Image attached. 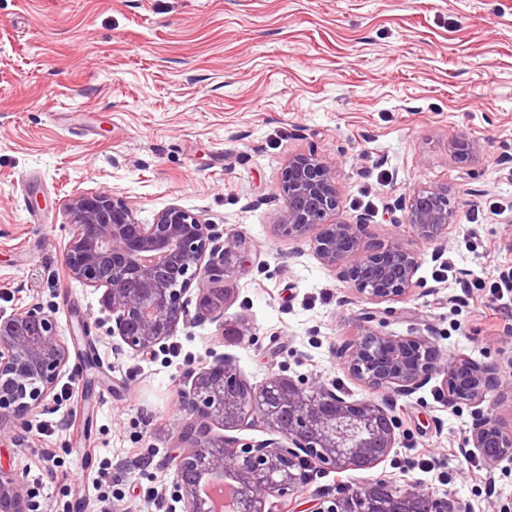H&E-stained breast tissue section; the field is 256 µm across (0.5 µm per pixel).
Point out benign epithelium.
Wrapping results in <instances>:
<instances>
[{"label":"benign epithelium","instance_id":"1","mask_svg":"<svg viewBox=\"0 0 512 512\" xmlns=\"http://www.w3.org/2000/svg\"><path fill=\"white\" fill-rule=\"evenodd\" d=\"M336 161L299 152L288 158L280 178L284 208L274 229L290 240L305 241L327 269L374 303L398 302L418 284L420 257L393 240L369 250L362 228L371 215L346 219L340 213ZM72 228L64 250L69 276L103 290L112 315V335L134 353H143L173 337L179 325L194 324L224 308L232 289L223 284L229 260L250 261L239 241L223 236L190 211L173 205L154 223L140 224L129 203L112 190L80 193L68 199ZM448 188H416L404 205V223L421 244L442 259L453 223ZM197 291L196 313L189 293ZM348 373L379 399L349 401L338 389L307 384L282 375L259 385L244 381L227 357L192 375L184 393L179 442L184 450L170 459L184 512H202L195 477L232 469L239 478L240 512H282L269 497L295 498L314 474L368 470L384 461L398 443L396 400L431 379L442 377L440 390L449 405L472 408V426L461 453L488 469L512 459V426L506 427L483 404L494 392L504 395L495 364L471 358L449 361L423 332L397 336L372 328L336 347ZM70 351L58 336L56 322L39 303L9 317L0 316V425L24 429L29 417L45 406L59 379L69 371ZM221 427L224 433L214 432ZM260 427L270 437L247 440L234 431ZM391 482L375 478L336 497L317 495L310 512H352L366 498L378 512H470L451 494L438 497L425 486L409 483L388 491ZM20 481L0 477V512H32Z\"/></svg>","mask_w":512,"mask_h":512}]
</instances>
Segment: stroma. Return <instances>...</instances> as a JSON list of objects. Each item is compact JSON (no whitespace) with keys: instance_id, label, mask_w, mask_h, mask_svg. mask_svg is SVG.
<instances>
[{"instance_id":"35a3bbf8","label":"stroma","mask_w":512,"mask_h":512,"mask_svg":"<svg viewBox=\"0 0 512 512\" xmlns=\"http://www.w3.org/2000/svg\"><path fill=\"white\" fill-rule=\"evenodd\" d=\"M462 138L477 145L466 160ZM309 150L338 159L341 210L371 215L368 245L418 251L407 300H365L274 231L281 171ZM421 186L447 187L455 211L438 262L403 222ZM99 190L139 223L177 205L256 252L230 273L223 314L152 352L123 348L100 291L63 266L65 205ZM510 272L512 0H0V314L41 303L74 369L34 426L0 429V470L22 475L39 512H99L103 466L112 512H183L167 464L180 401L220 356L253 385L282 374L363 400L336 346L367 322L426 326L448 359L512 380V312L485 316L489 284ZM440 385L398 398L386 461L318 473L309 493L382 477L512 512V460L490 470L461 455L471 411L445 405Z\"/></svg>"}]
</instances>
